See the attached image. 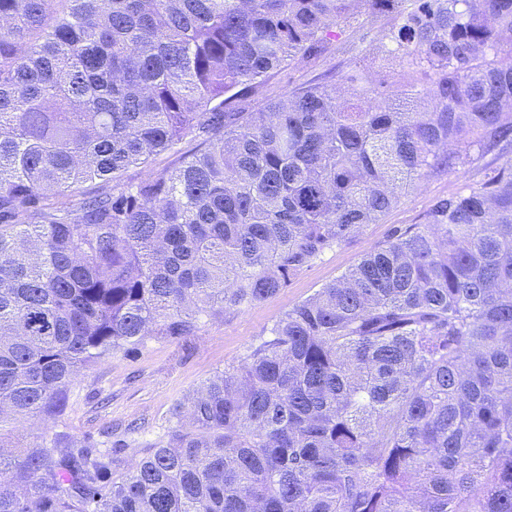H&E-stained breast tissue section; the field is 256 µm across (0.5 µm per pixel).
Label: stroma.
Returning a JSON list of instances; mask_svg holds the SVG:
<instances>
[{
	"mask_svg": "<svg viewBox=\"0 0 512 512\" xmlns=\"http://www.w3.org/2000/svg\"><path fill=\"white\" fill-rule=\"evenodd\" d=\"M388 17L358 14L339 35L335 48L313 62H296L272 77L268 96H282L308 81L323 78L338 82L353 68L362 70L378 92L399 87L411 68L405 58L382 50ZM512 160L486 156L424 179L375 224L340 249L327 251L298 275L284 291L245 312L205 320L196 336L186 340L149 337L134 351L119 352L83 371L70 386L67 408L49 421L31 419L0 431V447L16 451L37 435H59L80 445L91 443L110 451L116 461L113 478H120L138 460L176 428L172 409L205 381L240 360L286 310L333 282L367 251L387 240L400 224H417L432 202L464 190L487 168Z\"/></svg>",
	"mask_w": 512,
	"mask_h": 512,
	"instance_id": "35a3bbf8",
	"label": "stroma"
}]
</instances>
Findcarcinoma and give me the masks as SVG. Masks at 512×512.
<instances>
[{
	"label": "carcinoma",
	"mask_w": 512,
	"mask_h": 512,
	"mask_svg": "<svg viewBox=\"0 0 512 512\" xmlns=\"http://www.w3.org/2000/svg\"><path fill=\"white\" fill-rule=\"evenodd\" d=\"M355 2L0 0V428L512 146V0H362L423 82L380 105L351 71L254 108ZM174 416L119 481L87 445L0 449V512H512V162L394 228ZM179 155L177 154H161L154 158L152 164L148 167L132 168L127 172V178L131 180L144 179L147 175L154 171H161L165 168H172L178 163Z\"/></svg>",
	"instance_id": "cac0c4a2"
}]
</instances>
